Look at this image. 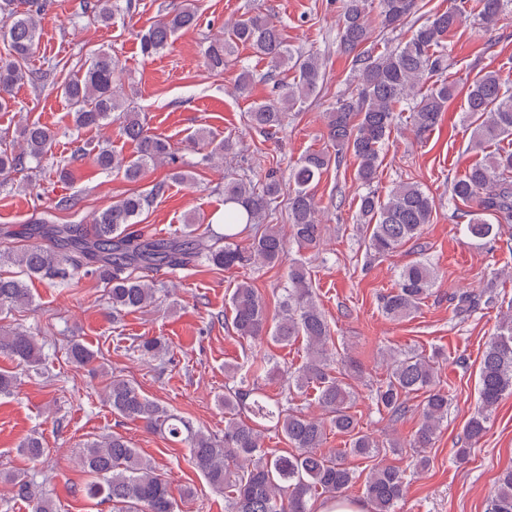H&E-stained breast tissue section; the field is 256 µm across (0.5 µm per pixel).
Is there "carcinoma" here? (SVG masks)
I'll return each mask as SVG.
<instances>
[{
  "mask_svg": "<svg viewBox=\"0 0 512 512\" xmlns=\"http://www.w3.org/2000/svg\"><path fill=\"white\" fill-rule=\"evenodd\" d=\"M376 4L384 30L411 24V36L403 45L392 49L371 42L370 17ZM511 4L512 0H478L480 23L486 28L494 25ZM44 8L43 0H25L21 8L14 0H0V38L9 47L8 56L0 58V112L12 107L16 87L48 75L46 70L36 75L27 66L38 48ZM130 8L129 0H83V13L104 27L125 16ZM418 10V0H342L339 50L350 59L353 87L325 113L330 148L308 151L299 159L288 172V192H283L282 179L272 173L254 180L225 170L223 231L202 236L194 235L189 227L173 238H158L136 228L145 208L165 192L164 183L116 200L95 216L89 231L81 224H29L27 237L37 242L20 249H0V263L13 264L21 273L19 278L0 277V314L32 305L27 278L54 284L66 283L80 272L93 275L108 287L115 318L123 312L157 306L153 272L158 269L182 270L203 263L216 269L251 270L279 263L290 242L299 252L317 250L323 244L326 224L315 182L348 154L357 162L356 180L366 188L359 197L358 217L368 249L383 256L417 240L423 227L433 222L434 198L413 182H401L385 196L373 189L380 153L392 128L402 121V113L409 112L412 131L422 138L438 124L448 102L462 92L465 118L472 128L469 149L482 152L512 137V90L504 87L499 72L480 71L463 87L448 79L447 38L466 18V2L448 0V9L425 18L416 17ZM197 24V8L190 0H181L139 33L142 54L162 53L179 32ZM240 44L251 47L271 70L283 68L294 73L293 81L277 84L272 96L247 112L251 128L276 133L287 113L302 108L317 94L323 80L322 58L291 47L278 26L256 11L225 23L224 38L208 43V69L223 72ZM120 71L117 55L101 50L85 62L81 74L61 88L75 127H103L116 121L120 134L136 145L131 156L99 149L93 163L134 183L150 168L163 164L171 168L170 180L191 181L188 172L177 167L178 157L169 143L145 128L132 110V99L120 93ZM254 82V72L243 65L234 88L244 94ZM197 138L209 148L205 161L210 164L238 152L239 140L232 134L219 138L202 130ZM55 141L56 133L50 127L38 122L25 124L18 149L0 150V176L6 178L40 164ZM450 194L453 202L469 206L458 215L467 219L464 234L472 240L495 243L500 227L512 224V151L485 155L453 181ZM283 206L288 213V236L269 223ZM437 280V270L429 260L410 262L401 269L391 291L380 297L382 312L392 320L409 317ZM494 299L492 287L450 297L459 316H468ZM229 306L233 327L245 340L268 338L287 345L300 336L305 339L306 360L288 372V386L281 396L267 395L259 387L255 371L226 367L224 437L219 438L112 373L104 386L112 414L140 421L146 429L189 448L194 468L214 490L224 493L225 512H310L309 502L316 497H343L360 478L345 464V457L371 458L380 445L360 430L351 413L353 394L344 377L359 376L362 370L353 360L336 363L331 327L316 302L307 262L299 259L289 265L274 317H269L265 301L248 277L236 282ZM132 350L155 358L167 353L169 345L151 338L139 341ZM0 354L28 371L40 369L46 360L38 340L19 328L0 330ZM67 357L72 364L83 366L94 363L97 354L73 342ZM386 365V377L373 388L377 409L396 421L408 412L411 395L424 394L421 423L410 447H430L448 418V392L438 386L437 356L391 352ZM309 386L317 390L319 416L290 407L295 394ZM509 391L512 314L502 317L482 352L478 403L464 427L465 442L484 437L492 413ZM269 429L280 433L294 452L278 455L266 451L263 439ZM329 429L349 436V448L337 455L326 453L323 445ZM20 448L32 461L43 456L37 437L23 441ZM78 465L92 477L83 486V494L108 505L111 512H175L169 481L119 433L84 443ZM0 476L12 484L14 495L28 504L30 512H58L34 477L4 472ZM405 485L403 470L390 466L371 470L364 493L373 512H396ZM488 512H512V470L499 477Z\"/></svg>",
  "mask_w": 512,
  "mask_h": 512,
  "instance_id": "1",
  "label": "carcinoma"
}]
</instances>
